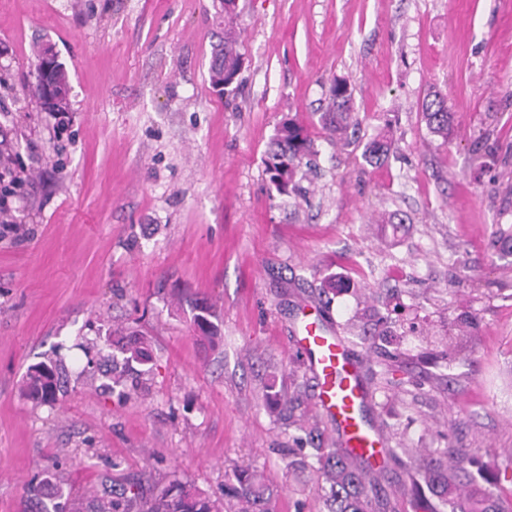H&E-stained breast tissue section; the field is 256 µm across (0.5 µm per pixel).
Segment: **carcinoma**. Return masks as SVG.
<instances>
[{"label":"carcinoma","mask_w":512,"mask_h":512,"mask_svg":"<svg viewBox=\"0 0 512 512\" xmlns=\"http://www.w3.org/2000/svg\"><path fill=\"white\" fill-rule=\"evenodd\" d=\"M237 37L231 30L224 31V40L214 47L209 76L212 85L221 83L226 76L239 73L241 57L236 50ZM330 108L324 113L323 123L331 136L340 140L353 120L352 92L346 82L338 80L329 90ZM427 127L446 136L451 123L447 97L440 91L428 95L422 104ZM390 145L381 139L370 141L364 150V159L372 164L384 162ZM317 151L303 127L288 120L278 129L271 144L266 170L277 194L288 198L306 196V191L295 181L302 164H311ZM194 325L205 335L215 337L216 326L212 318L215 310L204 304L192 308ZM112 359L122 358L124 365H146L151 354L138 333L118 331L110 339ZM63 368L53 361L40 362L30 367L26 393L40 403H54L61 388ZM317 470L321 473L324 489L323 501L327 512H396V505L388 498L370 495L376 469L365 460L352 456L341 443L329 448L316 449ZM418 474L425 485L437 482L442 475V459L431 455L423 458ZM238 486L233 497L239 502L237 512H270L266 508V487L261 473L249 466L238 469ZM27 512H218L217 502L193 490L185 482L174 478L164 487L145 495L142 480L132 479L116 489L107 482L86 499L76 498L65 491L61 481L51 473L38 484L28 488Z\"/></svg>","instance_id":"carcinoma-1"}]
</instances>
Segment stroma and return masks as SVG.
I'll return each instance as SVG.
<instances>
[{
    "mask_svg": "<svg viewBox=\"0 0 512 512\" xmlns=\"http://www.w3.org/2000/svg\"><path fill=\"white\" fill-rule=\"evenodd\" d=\"M233 25L228 98L209 77L220 0H0V140L23 177L0 181V512L49 473L87 497L143 472L234 512L246 465L270 512H324L314 470L290 465L312 427L336 437L291 348L306 305L361 362L391 451L375 493L414 512L422 456L450 470L465 448L512 512V260L492 247L512 227V0H237ZM46 47L71 86L59 131L29 91ZM336 80L357 120L342 143L321 123ZM435 90L444 137L421 111ZM288 117L318 155L309 200L284 203L265 159ZM378 135L392 150L371 165ZM115 328L144 335L152 370L109 388ZM48 359L66 376L40 405L24 380ZM422 114L427 127L434 133L447 136L451 123L447 97L440 91L429 94L422 104Z\"/></svg>",
    "mask_w": 512,
    "mask_h": 512,
    "instance_id": "obj_1",
    "label": "stroma"
}]
</instances>
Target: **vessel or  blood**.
I'll return each instance as SVG.
<instances>
[{"label": "vessel or blood", "mask_w": 512, "mask_h": 512, "mask_svg": "<svg viewBox=\"0 0 512 512\" xmlns=\"http://www.w3.org/2000/svg\"><path fill=\"white\" fill-rule=\"evenodd\" d=\"M293 347L316 372V408L335 423L343 447L367 460L373 468H384L383 441L363 417L369 397L345 341L327 332L320 312L316 311L305 314L301 334L294 338Z\"/></svg>", "instance_id": "b4317fda"}]
</instances>
